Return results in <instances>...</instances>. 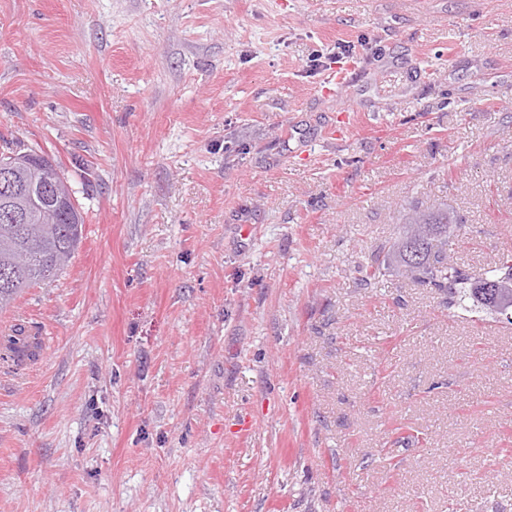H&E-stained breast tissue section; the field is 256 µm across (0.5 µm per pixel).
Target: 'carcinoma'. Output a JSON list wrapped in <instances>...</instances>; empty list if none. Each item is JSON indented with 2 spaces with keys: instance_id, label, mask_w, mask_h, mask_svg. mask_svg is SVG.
Wrapping results in <instances>:
<instances>
[{
  "instance_id": "carcinoma-1",
  "label": "carcinoma",
  "mask_w": 512,
  "mask_h": 512,
  "mask_svg": "<svg viewBox=\"0 0 512 512\" xmlns=\"http://www.w3.org/2000/svg\"><path fill=\"white\" fill-rule=\"evenodd\" d=\"M16 183L38 187L47 181L71 185L56 165L43 168L34 162L21 163ZM31 222L17 224L0 209V309L11 304L27 288L57 277L77 251L83 237L87 213L75 203L67 211L50 209L44 199L28 201ZM453 223L446 210L409 214L398 235L382 256L375 254L359 268L361 282L370 285L392 266L412 281L437 288L448 295V308L465 312L479 309L492 316L512 313V253L480 275L473 274L448 257V225ZM498 285L488 297L477 288L481 279Z\"/></svg>"
}]
</instances>
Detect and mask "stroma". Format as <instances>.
Wrapping results in <instances>:
<instances>
[{
	"label": "stroma",
	"mask_w": 512,
	"mask_h": 512,
	"mask_svg": "<svg viewBox=\"0 0 512 512\" xmlns=\"http://www.w3.org/2000/svg\"><path fill=\"white\" fill-rule=\"evenodd\" d=\"M0 135L91 167L0 512H512V324L357 273L512 252V0H0Z\"/></svg>",
	"instance_id": "35a3bbf8"
}]
</instances>
